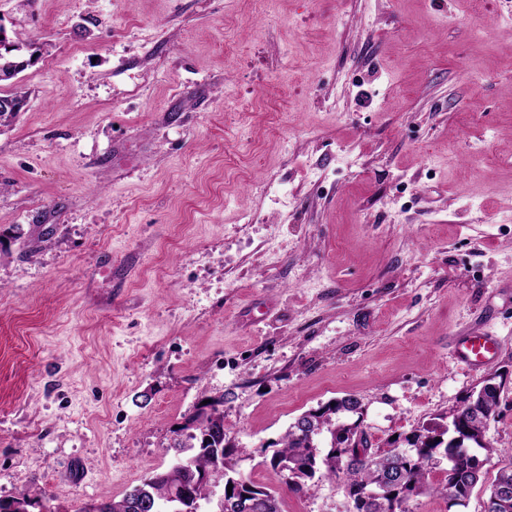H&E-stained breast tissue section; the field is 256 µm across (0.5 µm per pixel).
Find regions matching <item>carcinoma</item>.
I'll return each instance as SVG.
<instances>
[{"label": "carcinoma", "instance_id": "cac0c4a2", "mask_svg": "<svg viewBox=\"0 0 512 512\" xmlns=\"http://www.w3.org/2000/svg\"><path fill=\"white\" fill-rule=\"evenodd\" d=\"M468 398L481 402L482 408L472 414L454 409L448 425L421 426L398 435L408 448V454L402 457L352 446L348 419L358 415L361 402L354 395L336 398L306 411L289 425L269 466L276 471L281 464H288L295 491L303 490L304 481L315 477L342 480L354 512H394L395 504L405 505L401 512H409L406 504L430 494L460 499L464 507L472 489L465 482L462 466L479 459V452H496L502 457L488 495L495 494L502 482L512 483V448L496 450L480 442L488 421L499 414L501 391L483 385ZM172 433L176 435L172 465L123 496L135 505L133 512H168L167 505L186 490L196 503L209 502L213 487L219 483L232 485V496L245 497L249 512H282L280 499L273 491L245 479L235 469L233 457L244 449L225 442L224 399L213 397L210 403L199 405ZM324 435L329 436V446L312 447ZM440 459L446 461V468L442 469L443 478L435 480L433 474L439 470ZM390 466L402 469L401 485L390 497L364 502L366 492L380 482L383 471Z\"/></svg>", "mask_w": 512, "mask_h": 512}]
</instances>
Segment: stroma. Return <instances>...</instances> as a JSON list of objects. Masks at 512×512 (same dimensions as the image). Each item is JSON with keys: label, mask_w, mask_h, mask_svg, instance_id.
Masks as SVG:
<instances>
[{"label": "stroma", "mask_w": 512, "mask_h": 512, "mask_svg": "<svg viewBox=\"0 0 512 512\" xmlns=\"http://www.w3.org/2000/svg\"><path fill=\"white\" fill-rule=\"evenodd\" d=\"M0 28L38 50L0 126V496L120 499L209 393L285 512H349L269 467L294 419L351 394L385 449L512 375V0H0ZM485 439L512 448V382ZM455 357L472 369H480L490 364L500 349L497 336L487 334L455 336Z\"/></svg>", "instance_id": "obj_1"}]
</instances>
